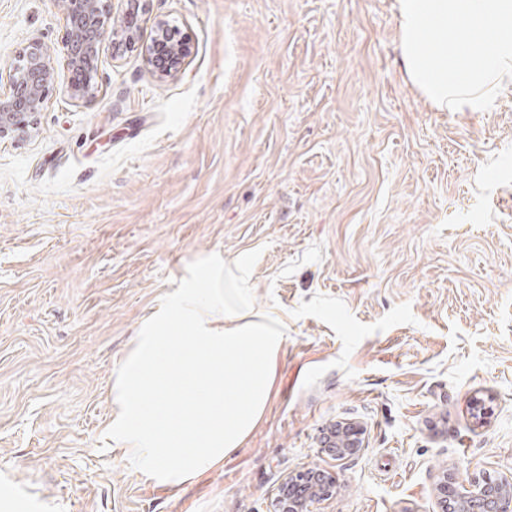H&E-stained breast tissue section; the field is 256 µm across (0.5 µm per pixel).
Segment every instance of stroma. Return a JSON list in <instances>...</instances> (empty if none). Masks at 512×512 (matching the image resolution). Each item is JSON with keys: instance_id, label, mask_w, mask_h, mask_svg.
Wrapping results in <instances>:
<instances>
[{"instance_id": "1", "label": "stroma", "mask_w": 512, "mask_h": 512, "mask_svg": "<svg viewBox=\"0 0 512 512\" xmlns=\"http://www.w3.org/2000/svg\"><path fill=\"white\" fill-rule=\"evenodd\" d=\"M159 20L180 73L104 41L96 98L58 66L0 140V512H272L313 464L336 487L312 512H438L444 472L512 474V78L440 111L396 0H153L141 43ZM65 25L0 0V73ZM254 250L285 328L270 399L231 457L158 483L105 437L117 370L190 262ZM345 419L365 448L320 455ZM155 30L160 33L156 37L160 36L159 38H162L160 40H155V48L157 52L165 55L168 47L170 46V40H172L170 55L166 61L160 63L155 59L150 50L147 54V61L158 78H166L176 75L182 70V67L185 64V59L189 54V48L182 39L174 42L175 35L172 38V31H169L168 25L164 22L158 21L155 25Z\"/></svg>"}]
</instances>
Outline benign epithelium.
Masks as SVG:
<instances>
[{
    "instance_id": "7a95c632",
    "label": "benign epithelium",
    "mask_w": 512,
    "mask_h": 512,
    "mask_svg": "<svg viewBox=\"0 0 512 512\" xmlns=\"http://www.w3.org/2000/svg\"><path fill=\"white\" fill-rule=\"evenodd\" d=\"M116 24L108 26L103 0H64L66 37L63 50L67 70L84 75L72 80L67 93L75 102L96 96L91 74L97 69L103 42L111 37L123 47H136L140 23L137 16L149 14L151 0H117ZM155 30L160 38L171 40L168 59L158 62L152 54L147 61L159 78L178 74L185 64L189 48L184 40L172 41L168 25L159 21ZM23 64L9 75V93L0 95V139L24 135L41 111L56 71L47 50L38 42L25 46ZM366 429L362 422L344 420L336 423L335 438L320 443L319 452L336 460L347 459L365 447ZM336 487V477L319 467H309L286 477L274 497L275 512H310L311 504L329 497ZM441 512H512V476L495 480H460L443 475L436 488Z\"/></svg>"
}]
</instances>
